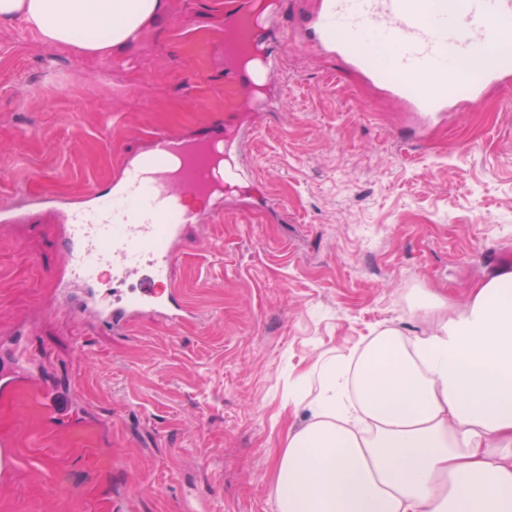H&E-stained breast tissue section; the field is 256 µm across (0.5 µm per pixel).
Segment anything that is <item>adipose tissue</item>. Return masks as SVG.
<instances>
[{"label":"adipose tissue","instance_id":"ef3b65f1","mask_svg":"<svg viewBox=\"0 0 512 512\" xmlns=\"http://www.w3.org/2000/svg\"><path fill=\"white\" fill-rule=\"evenodd\" d=\"M167 0H0L48 44L104 57ZM432 327H388L327 364L311 417L275 460V512H512V267Z\"/></svg>","mask_w":512,"mask_h":512}]
</instances>
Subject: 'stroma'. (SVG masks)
Returning a JSON list of instances; mask_svg holds the SVG:
<instances>
[{
	"instance_id": "stroma-1",
	"label": "stroma",
	"mask_w": 512,
	"mask_h": 512,
	"mask_svg": "<svg viewBox=\"0 0 512 512\" xmlns=\"http://www.w3.org/2000/svg\"><path fill=\"white\" fill-rule=\"evenodd\" d=\"M239 0H168L108 59L0 22V512H274V461L305 424L325 364L380 330L432 319L422 288L461 307L512 266V97L449 113L428 140L414 120L307 35L319 0H269L264 86L230 81L224 15ZM252 130L247 172L187 228L174 286L189 322L123 332L75 317L55 291L58 227L90 186L112 193L156 134ZM74 388L52 425L43 388Z\"/></svg>"
}]
</instances>
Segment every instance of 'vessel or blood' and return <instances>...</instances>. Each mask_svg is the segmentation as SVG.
Segmentation results:
<instances>
[{"label":"vessel or blood","mask_w":512,"mask_h":512,"mask_svg":"<svg viewBox=\"0 0 512 512\" xmlns=\"http://www.w3.org/2000/svg\"><path fill=\"white\" fill-rule=\"evenodd\" d=\"M245 18L240 9L225 21L240 53L258 40ZM302 28L413 112L421 138L512 76V0H319ZM382 46L387 61L377 67L370 57ZM244 148L243 138L221 130L201 146L155 135L147 157L123 167L116 194L74 209L65 227L66 266L69 281L87 286L81 309L93 310L110 331L156 314L175 325L192 319L172 286L182 227L195 220L185 199L216 190L214 150L239 161Z\"/></svg>","instance_id":"1"}]
</instances>
